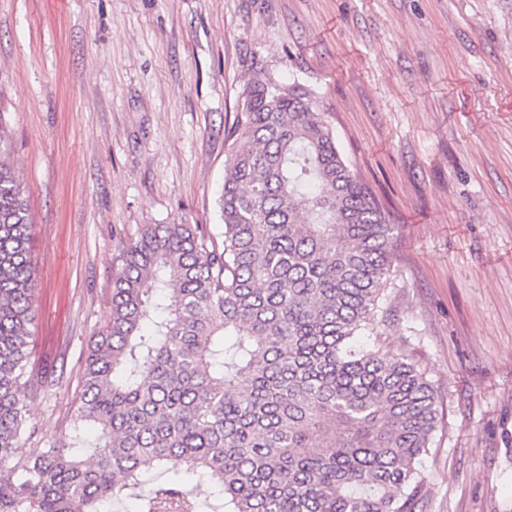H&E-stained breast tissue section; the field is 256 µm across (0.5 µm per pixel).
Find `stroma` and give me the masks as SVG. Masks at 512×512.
Listing matches in <instances>:
<instances>
[{
    "label": "stroma",
    "instance_id": "1",
    "mask_svg": "<svg viewBox=\"0 0 512 512\" xmlns=\"http://www.w3.org/2000/svg\"><path fill=\"white\" fill-rule=\"evenodd\" d=\"M312 89L394 226L371 343L430 381L423 512H512V0H0V128L32 224L34 448L75 428L126 244L218 231L237 98Z\"/></svg>",
    "mask_w": 512,
    "mask_h": 512
}]
</instances>
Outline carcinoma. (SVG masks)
Instances as JSON below:
<instances>
[{
  "mask_svg": "<svg viewBox=\"0 0 512 512\" xmlns=\"http://www.w3.org/2000/svg\"><path fill=\"white\" fill-rule=\"evenodd\" d=\"M222 224H150L113 281L76 420L83 457L26 448L31 219L0 131V512H423L439 410L424 373L361 342L383 322L394 225L312 90L261 71L225 137ZM184 471L206 488L149 471Z\"/></svg>",
  "mask_w": 512,
  "mask_h": 512,
  "instance_id": "1",
  "label": "carcinoma"
}]
</instances>
